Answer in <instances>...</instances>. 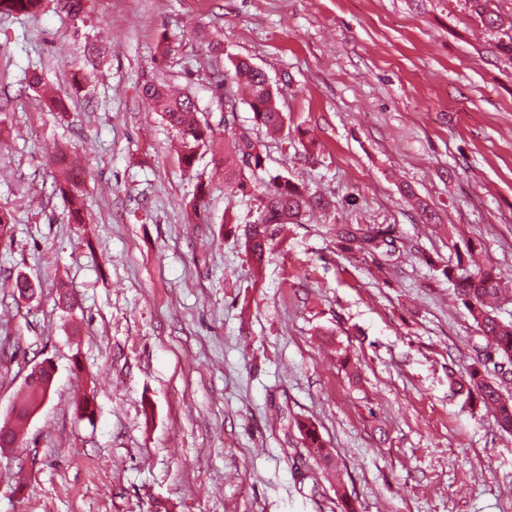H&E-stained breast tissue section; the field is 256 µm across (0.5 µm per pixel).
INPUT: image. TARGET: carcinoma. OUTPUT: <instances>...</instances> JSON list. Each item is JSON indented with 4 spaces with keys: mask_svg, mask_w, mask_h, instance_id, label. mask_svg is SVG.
<instances>
[{
    "mask_svg": "<svg viewBox=\"0 0 512 512\" xmlns=\"http://www.w3.org/2000/svg\"><path fill=\"white\" fill-rule=\"evenodd\" d=\"M479 22L488 30L499 34V50L512 57V23L504 25L492 11L489 0H471ZM44 0H0V14L34 15ZM233 72L214 74L212 87L215 97H221L226 80H233L246 93V104L253 114V122L270 133H279L284 127L283 113L278 107L279 88L273 86L264 72L245 59L232 61ZM145 103L162 114L174 131L181 163L189 168L203 151L211 153L213 170L224 181L237 184L243 196L257 192L258 216L244 229V247L255 268L264 264L265 258L278 244V236L289 224H298L309 210H328L331 202L321 195L311 194L280 174H271L266 168V156L261 144L246 129L236 128L235 114L224 113V141H217L216 129L210 122L198 118L199 107L194 97L176 93L170 86L158 81H146L140 90ZM65 198L69 213L76 223L84 221L86 197L76 179L66 174L56 185ZM336 240L346 249L361 252L367 249H385L391 253L394 238L389 229L379 226L362 228L349 224L336 226ZM481 250L478 244L467 241L464 251L456 252V263L448 264L443 274L453 285L456 299L472 320L482 348L490 356L476 358L461 374L451 371L448 378L452 388L463 392L467 398L495 414L505 432H512V399L506 398L494 378L498 366L512 364V321L504 322L496 314L495 303L502 299L501 276L491 268H482L478 261ZM52 385L49 371L43 369L31 383L25 385L20 400L18 421L13 426L0 427V448L13 445L23 430L24 417L38 408ZM298 429L306 448L322 469L333 462L331 451L326 448L314 424L300 421Z\"/></svg>",
    "mask_w": 512,
    "mask_h": 512,
    "instance_id": "1",
    "label": "carcinoma"
}]
</instances>
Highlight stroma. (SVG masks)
I'll return each instance as SVG.
<instances>
[{
    "mask_svg": "<svg viewBox=\"0 0 512 512\" xmlns=\"http://www.w3.org/2000/svg\"><path fill=\"white\" fill-rule=\"evenodd\" d=\"M214 40L221 65L287 79L281 135L254 126L233 83L215 99ZM149 78L211 124L234 110L272 173L333 208L289 225L255 270L222 229L252 223L255 200L210 154L180 163L139 94ZM55 151L82 171L84 223L55 189ZM1 209L0 345L20 347L0 353V424L32 366L56 374L20 448L0 452V512H341L335 486L308 477L304 420L357 512H512V434L448 382L479 337L440 273L447 226L512 280V58L469 0H86L73 18L47 0L1 15ZM338 224L393 227L389 270L342 248ZM20 273L33 298L2 287ZM298 429L304 440L305 447L308 448L309 454L313 457L319 467L326 470L333 462V455L329 448H326L325 443L320 438L317 429L313 423L300 421L298 422ZM312 448L313 452L310 451Z\"/></svg>",
    "mask_w": 512,
    "mask_h": 512,
    "instance_id": "obj_1",
    "label": "stroma"
}]
</instances>
